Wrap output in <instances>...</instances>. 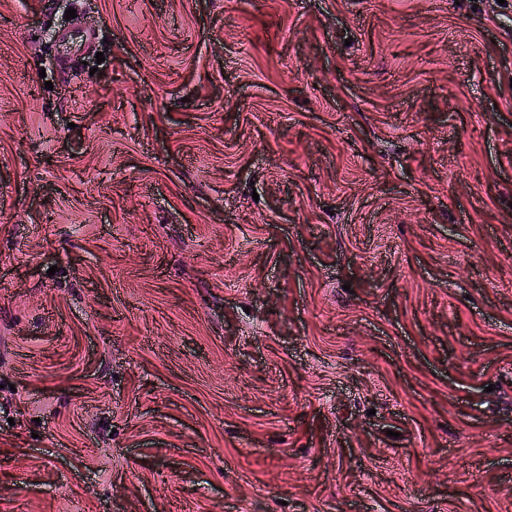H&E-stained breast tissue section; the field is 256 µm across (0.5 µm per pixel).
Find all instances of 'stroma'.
I'll use <instances>...</instances> for the list:
<instances>
[{"label":"stroma","instance_id":"stroma-1","mask_svg":"<svg viewBox=\"0 0 512 512\" xmlns=\"http://www.w3.org/2000/svg\"><path fill=\"white\" fill-rule=\"evenodd\" d=\"M0 512H512V0H0Z\"/></svg>","mask_w":512,"mask_h":512}]
</instances>
